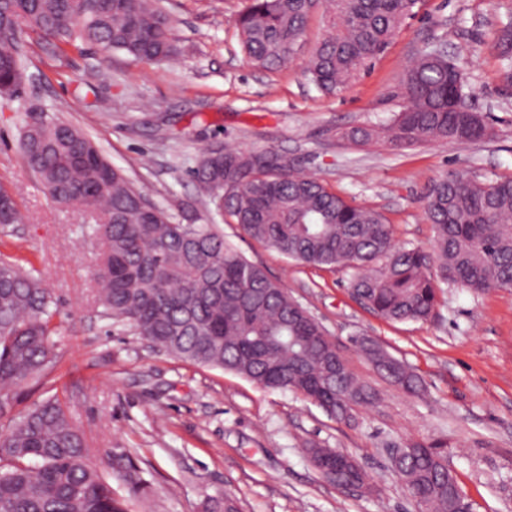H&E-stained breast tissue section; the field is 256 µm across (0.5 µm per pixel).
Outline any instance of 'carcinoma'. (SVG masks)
Masks as SVG:
<instances>
[{
  "instance_id": "carcinoma-1",
  "label": "carcinoma",
  "mask_w": 512,
  "mask_h": 512,
  "mask_svg": "<svg viewBox=\"0 0 512 512\" xmlns=\"http://www.w3.org/2000/svg\"><path fill=\"white\" fill-rule=\"evenodd\" d=\"M417 0H249L234 19L242 49L269 71L296 56L311 15L322 9L327 31L305 63L311 82L333 93L386 48ZM26 25L57 49L80 40L162 62L176 54L173 23L157 0H0V94L18 96L20 44ZM448 57L424 50L408 68L409 106L378 127H354L340 138L411 147L493 137L479 112H450L466 94ZM21 150L52 200L92 215L101 243L94 273L101 313L129 323L141 338L193 364L222 369L270 390H289L331 417L352 422L377 402L326 330L257 264L224 242L210 224H180L108 163L77 128L61 121H23ZM271 150L212 143L193 177L208 208L251 239L298 264L348 268L353 295L377 316L418 322L434 312L441 286L473 293L512 288V176L477 179L450 171L423 193L433 251L400 246L384 215L356 205L313 176L283 166ZM0 224L22 218L0 193ZM49 289L35 270L0 258V512H128L112 484L88 464L91 448L56 396L13 412L16 391L55 363ZM356 343L392 383L408 393L421 381L381 348ZM391 458L417 512H461L464 494L448 468V442L408 439ZM321 472L341 486L370 475L352 456Z\"/></svg>"
}]
</instances>
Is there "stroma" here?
<instances>
[{"mask_svg": "<svg viewBox=\"0 0 512 512\" xmlns=\"http://www.w3.org/2000/svg\"><path fill=\"white\" fill-rule=\"evenodd\" d=\"M174 20L171 60H135L75 42L58 50L23 33L25 85L0 97V188L21 223L0 226V255L37 270L57 302L58 362L18 390L15 410L55 395L89 439V464L131 512H203L232 495L240 512H415L389 451L405 439L448 442V465L473 512H512V289L473 293L446 286L433 315L384 320L349 290L351 270L286 259L200 204L192 176L205 145L273 150L346 200L380 211L397 244L431 250L425 186L451 170L481 179L512 176V83L501 78L497 31L512 0H417L414 15L370 68L336 93H321L305 61L325 33L313 14L288 67L267 71L244 58L234 17L247 0H160ZM441 47L488 116L492 139L399 149L357 147L341 131L388 122L400 111L406 70ZM72 123L147 198L176 222L214 224L226 242L285 288L327 331L353 372L378 394L355 423L329 417L291 391L186 363L151 347L118 318L103 316L92 272L100 243L86 218L55 203L18 148L22 118ZM367 336L422 382L409 394L355 347ZM352 454L375 492L358 496L326 481L306 443ZM131 459L139 492L113 461Z\"/></svg>", "mask_w": 512, "mask_h": 512, "instance_id": "stroma-1", "label": "stroma"}]
</instances>
